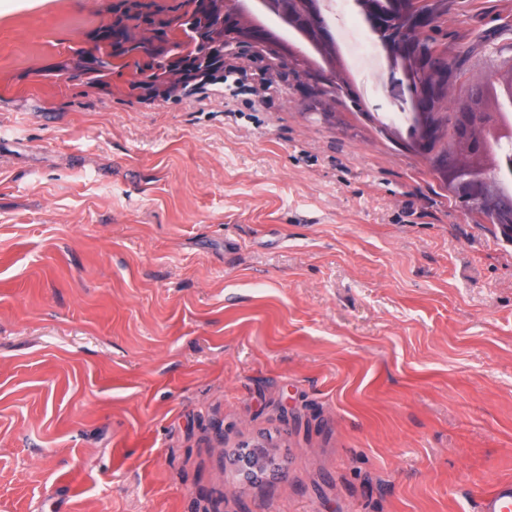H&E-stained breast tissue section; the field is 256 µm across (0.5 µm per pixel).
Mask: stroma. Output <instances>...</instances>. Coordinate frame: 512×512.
Segmentation results:
<instances>
[{
	"mask_svg": "<svg viewBox=\"0 0 512 512\" xmlns=\"http://www.w3.org/2000/svg\"><path fill=\"white\" fill-rule=\"evenodd\" d=\"M120 0L0 11V512H477L512 479V242L375 116L54 75ZM455 103L512 0H451ZM268 437L283 478L240 490ZM243 451L239 452L235 458V464L237 466L238 471L242 474L243 479L246 484H251L253 481L252 478V464H253V456L256 452L257 448H275L273 444L267 438H257L252 440L250 443L245 445Z\"/></svg>",
	"mask_w": 512,
	"mask_h": 512,
	"instance_id": "1",
	"label": "stroma"
}]
</instances>
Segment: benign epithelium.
Masks as SVG:
<instances>
[{
	"mask_svg": "<svg viewBox=\"0 0 512 512\" xmlns=\"http://www.w3.org/2000/svg\"><path fill=\"white\" fill-rule=\"evenodd\" d=\"M354 4L381 39L386 54L403 62L401 70L385 73V85L391 97L411 111L414 134L407 139L408 149L429 160L465 209L490 214L501 234L511 238L512 195L503 186L505 179L512 178V152L495 146L512 142V128L501 121L502 114L512 112V66L493 80L471 85L470 106L450 109L448 102L460 75L455 52L433 39L437 16L432 0H354ZM257 7L295 28L325 60L334 57V31L320 19L319 0H258ZM224 13L235 24L238 42L272 48L277 62L292 69L302 87L317 90L321 80L314 69L288 45L269 44L240 0H224ZM450 135L451 148L447 147ZM271 447L269 439L261 437L235 456L246 484L253 481L256 450Z\"/></svg>",
	"mask_w": 512,
	"mask_h": 512,
	"instance_id": "obj_1",
	"label": "benign epithelium"
}]
</instances>
